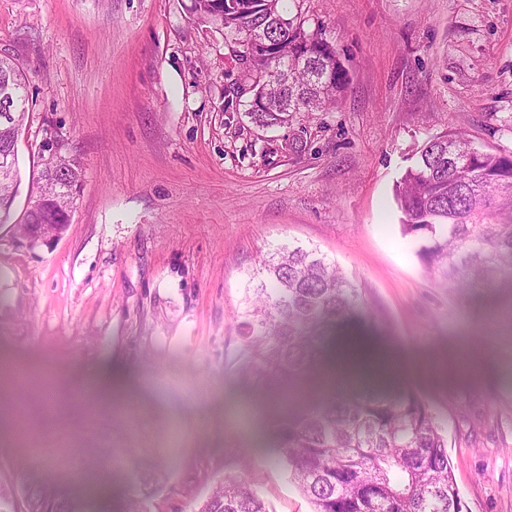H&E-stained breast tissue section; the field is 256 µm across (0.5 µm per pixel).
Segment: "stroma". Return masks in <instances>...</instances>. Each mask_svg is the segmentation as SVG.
Here are the masks:
<instances>
[{
    "label": "stroma",
    "mask_w": 512,
    "mask_h": 512,
    "mask_svg": "<svg viewBox=\"0 0 512 512\" xmlns=\"http://www.w3.org/2000/svg\"><path fill=\"white\" fill-rule=\"evenodd\" d=\"M191 0H0V55L29 79L19 222L44 145L76 162L64 235L0 228V481L85 512H197L240 476L270 512H312L274 442L275 410L326 381L243 385L235 325L264 255L293 243L361 288L374 329L355 388L414 387L448 441L463 512H512V288L439 287L394 189L433 137L512 156V0H302L349 83L336 105L262 126L225 111L238 66ZM112 387L103 398L98 385ZM118 449L119 464L100 455ZM157 489L143 496L142 481Z\"/></svg>",
    "instance_id": "1"
}]
</instances>
